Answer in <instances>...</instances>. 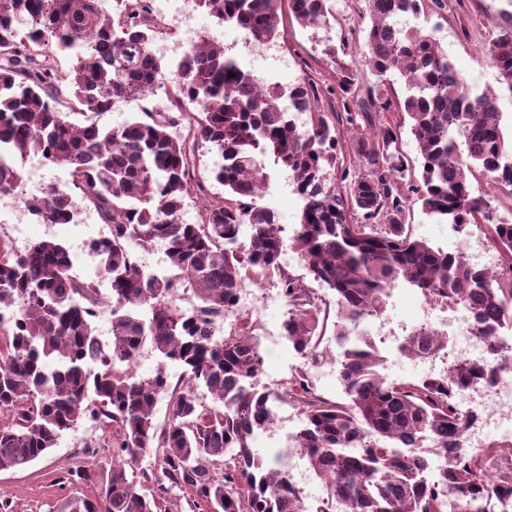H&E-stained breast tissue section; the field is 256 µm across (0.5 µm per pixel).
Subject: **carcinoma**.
<instances>
[{
	"instance_id": "obj_1",
	"label": "carcinoma",
	"mask_w": 512,
	"mask_h": 512,
	"mask_svg": "<svg viewBox=\"0 0 512 512\" xmlns=\"http://www.w3.org/2000/svg\"><path fill=\"white\" fill-rule=\"evenodd\" d=\"M115 2L112 13L101 0H0V198L23 181L31 154L66 171L67 183L49 186L29 206L44 224H66L75 190L108 227L91 250L110 280L112 312L105 345L93 325L103 297L95 282L74 275L68 248L42 240L20 252L0 240V470L45 455L89 410L112 429V469L80 512H168L161 495L139 492L127 473L153 448L162 475L213 512H308L288 470L266 462L254 446L272 426L275 404L286 401L302 415L296 447L326 481L317 512H481L486 496L512 512V466H501L502 445L458 448L468 418L450 402L457 386L499 379L497 357L508 346L502 328L512 321V266L507 278L489 277L468 266L462 251L413 237L406 223V211L418 204L461 235L478 231L512 259V224L473 196L469 183L478 170L512 194V137L503 131L499 94L465 84L433 33L415 23L425 0H362L372 71L381 81L398 71L406 95L403 120L359 141L362 169L342 170L341 195L325 177L336 165L339 115L315 107L313 85L271 82L256 93L251 71L209 39L188 50L172 77L152 56L153 42L167 30L153 0ZM329 2L288 0V7L301 25L318 29L329 23ZM281 4L197 0L218 23L256 43L279 36ZM498 29L483 60L512 94V15ZM71 53L75 62L63 73L58 56ZM324 54L336 66L347 123L354 122L352 105L387 110L383 93L367 103L357 97L358 76L334 45L325 44ZM63 88L66 112L55 107ZM150 88L165 89V111L133 112L82 132L84 111H107ZM294 106L309 115L306 124L293 120ZM406 123L418 171L399 149ZM201 152L214 158L220 196L205 195ZM270 161L288 170L303 201L288 244L277 213L256 203ZM188 199L201 200L195 223L182 218ZM160 241L175 270L168 277L146 272L135 256ZM286 246L333 292L335 321L331 305L283 269ZM270 273L288 302L284 336L296 351L324 358L330 324L337 343L357 340L341 365L344 401L318 395L303 371L282 391L258 390L254 328L244 322L227 336L213 335L236 315L242 281ZM400 280L427 299L465 306L488 359L459 362L430 379L386 381L361 325L385 311ZM188 292L198 303L183 309L175 298ZM147 342L163 365L144 377L136 357ZM446 345L419 328L406 336L402 356L419 360ZM169 362L184 369V388L170 389ZM201 385L213 404L199 401ZM163 395L170 420L159 427L153 410Z\"/></svg>"
}]
</instances>
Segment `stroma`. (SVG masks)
Masks as SVG:
<instances>
[{"label":"stroma","instance_id":"stroma-1","mask_svg":"<svg viewBox=\"0 0 512 512\" xmlns=\"http://www.w3.org/2000/svg\"><path fill=\"white\" fill-rule=\"evenodd\" d=\"M160 8L171 20L172 28L165 34L166 44H183L206 36L223 46L226 56L236 58L256 74L288 86L306 81L320 91L318 107L324 112L342 111V101L334 89L338 74L330 58L323 53L325 44L345 49L347 60L359 77V94L373 98L378 90H385L390 104L404 98V85L398 72H390L386 82H379L363 53V25L359 18V0H332L336 19L327 28L313 29L300 25L290 10L280 14L279 35L274 40V53H266L264 46L250 43L244 30L234 26L218 25L206 10H196L189 21H182L178 0H158ZM512 5L507 0H444L443 8L428 11L427 25L447 51L455 69L470 86L496 87L494 69L483 63L481 57L489 41L502 24ZM343 136L337 146L338 169L327 172L329 185L344 192L340 166L359 169L358 140L372 130L371 121L357 119L355 124H343ZM266 189L260 205L274 209L280 218L283 238L293 234L302 200L288 176L287 170L271 165ZM95 211L82 212L78 222L46 226L38 220L28 223L27 241L36 243L52 238L69 248L74 270H81L86 256L79 248L80 241L106 232ZM246 288L254 294L261 317H250L249 322L260 337L263 356L259 385L277 390L292 374L311 370L313 362L297 354L279 330L286 317L287 304L273 276L255 281L245 280ZM425 299L415 288L406 286L395 291L383 319L390 322L399 335H406L420 324L424 317ZM112 466L111 440L98 423L82 417L76 427L65 434L55 448L30 465L20 469L0 471V512H77L80 502L98 492V477ZM88 471L90 480L69 481L72 472Z\"/></svg>","mask_w":512,"mask_h":512}]
</instances>
